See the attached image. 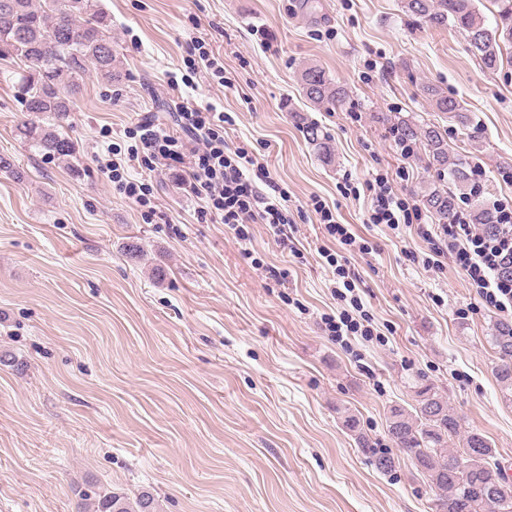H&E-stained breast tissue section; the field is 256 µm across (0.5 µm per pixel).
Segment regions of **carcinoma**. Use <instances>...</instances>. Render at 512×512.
Returning a JSON list of instances; mask_svg holds the SVG:
<instances>
[{
    "mask_svg": "<svg viewBox=\"0 0 512 512\" xmlns=\"http://www.w3.org/2000/svg\"><path fill=\"white\" fill-rule=\"evenodd\" d=\"M404 12L427 29L455 27L465 33L469 49L487 70L512 64V0H493L498 7L495 27L490 28L474 0H403ZM111 19L93 8L91 0H0V54L7 53L23 65L18 81L22 119L17 135L30 142L48 159H68L76 154L74 141L66 133L71 125L72 97L80 90L88 66L108 83L117 80ZM298 80L306 99L317 107L334 111L345 106L348 93L326 71L316 65L304 67ZM423 93L435 109L467 128L471 124L465 108L454 97L433 85ZM397 138L424 150L428 166L437 175H450L467 185L470 174L451 161L448 142L439 129L402 121L394 127ZM307 142L326 161H332L331 140L315 123L301 124ZM473 223L487 234L499 232L492 205L476 190L468 197ZM423 205L440 224L453 221L456 197L437 186L422 195ZM494 348L493 371L506 391H512V321L499 320L490 337ZM414 411L390 409L387 435L402 454L425 476L434 494L433 512H512V488L506 486L495 448L478 429L461 431L458 417L432 383L415 384ZM358 449L376 470L385 473L396 466L395 456L378 452L362 431L356 416L344 417ZM80 512H160L149 492L130 498L123 493H99L81 503Z\"/></svg>",
    "mask_w": 512,
    "mask_h": 512,
    "instance_id": "1",
    "label": "carcinoma"
}]
</instances>
